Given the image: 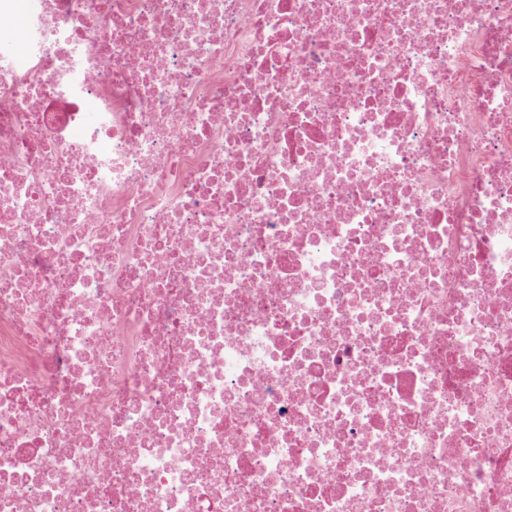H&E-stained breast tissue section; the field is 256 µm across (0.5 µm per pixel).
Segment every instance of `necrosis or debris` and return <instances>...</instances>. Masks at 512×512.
Segmentation results:
<instances>
[{"label":"necrosis or debris","instance_id":"1","mask_svg":"<svg viewBox=\"0 0 512 512\" xmlns=\"http://www.w3.org/2000/svg\"><path fill=\"white\" fill-rule=\"evenodd\" d=\"M0 512H512V0H0Z\"/></svg>","mask_w":512,"mask_h":512}]
</instances>
